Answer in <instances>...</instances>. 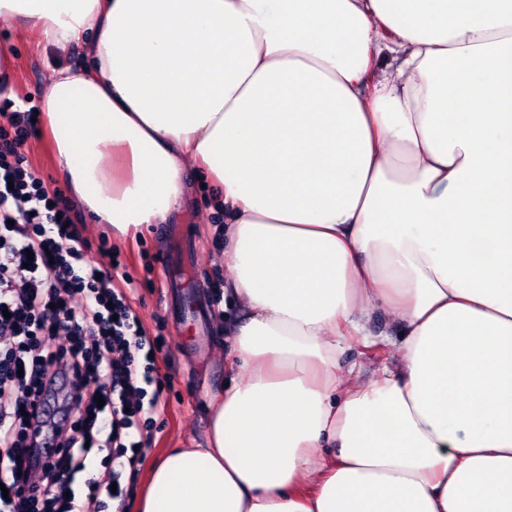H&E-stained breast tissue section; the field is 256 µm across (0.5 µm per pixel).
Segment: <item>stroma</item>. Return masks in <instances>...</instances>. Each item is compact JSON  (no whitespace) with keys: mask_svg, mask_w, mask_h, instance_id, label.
I'll return each mask as SVG.
<instances>
[{"mask_svg":"<svg viewBox=\"0 0 512 512\" xmlns=\"http://www.w3.org/2000/svg\"><path fill=\"white\" fill-rule=\"evenodd\" d=\"M0 43L16 50L12 65L0 67V86L8 85L38 107L50 79L48 63L58 60V53H46L33 32L16 28L10 17L1 15ZM223 221V214L192 203L175 223L150 226L137 242L113 240L111 256L94 248L84 256L99 268L107 267L113 256L121 261L138 285L136 310L143 330L163 341L158 365L166 376L167 408L150 425L153 441L143 450L138 472L121 479L126 500H133L151 464L167 449L202 444L207 407L232 378L224 367V314L216 304L225 288L224 251L212 237L213 225ZM369 332L371 343L353 337L341 357L343 366L354 367L367 381L391 357L388 349L373 350L372 342L402 339L401 330L381 318L371 322Z\"/></svg>","mask_w":512,"mask_h":512,"instance_id":"35a3bbf8","label":"stroma"}]
</instances>
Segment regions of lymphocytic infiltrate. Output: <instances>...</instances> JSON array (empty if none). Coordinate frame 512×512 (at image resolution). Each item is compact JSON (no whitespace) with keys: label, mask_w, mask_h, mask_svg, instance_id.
Segmentation results:
<instances>
[{"label":"lymphocytic infiltrate","mask_w":512,"mask_h":512,"mask_svg":"<svg viewBox=\"0 0 512 512\" xmlns=\"http://www.w3.org/2000/svg\"><path fill=\"white\" fill-rule=\"evenodd\" d=\"M23 144L0 142V512H103L165 408L148 390L161 347L139 324L135 282L84 266L72 204L28 169ZM94 449L110 472L78 505L68 492Z\"/></svg>","instance_id":"obj_1"}]
</instances>
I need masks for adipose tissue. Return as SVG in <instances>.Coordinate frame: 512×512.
I'll list each match as a JSON object with an SVG mask.
<instances>
[{"mask_svg": "<svg viewBox=\"0 0 512 512\" xmlns=\"http://www.w3.org/2000/svg\"><path fill=\"white\" fill-rule=\"evenodd\" d=\"M76 51L39 106L113 235L227 217L205 444L134 512H512V0H0ZM378 377L340 358L375 316Z\"/></svg>", "mask_w": 512, "mask_h": 512, "instance_id": "1", "label": "adipose tissue"}]
</instances>
